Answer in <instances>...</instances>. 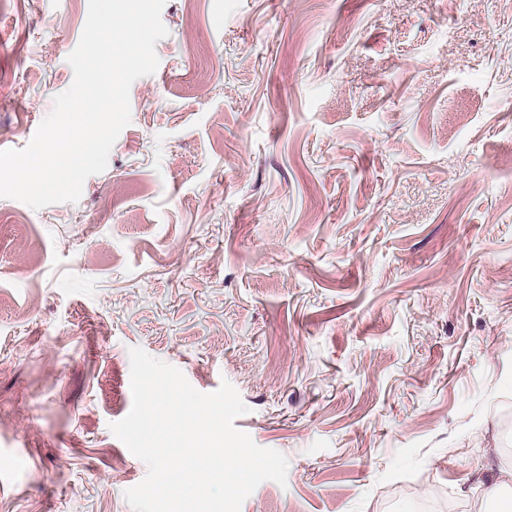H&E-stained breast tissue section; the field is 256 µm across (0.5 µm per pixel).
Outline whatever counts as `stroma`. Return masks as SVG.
<instances>
[{
	"label": "stroma",
	"mask_w": 512,
	"mask_h": 512,
	"mask_svg": "<svg viewBox=\"0 0 512 512\" xmlns=\"http://www.w3.org/2000/svg\"><path fill=\"white\" fill-rule=\"evenodd\" d=\"M88 0H0V149ZM80 199L0 198V512H132L129 350L289 461L241 512H492L512 469V0H166ZM473 483L483 488L488 502L495 504L497 512H511L512 498H505L504 489L512 483V471L506 469L492 470L490 475Z\"/></svg>",
	"instance_id": "35a3bbf8"
}]
</instances>
